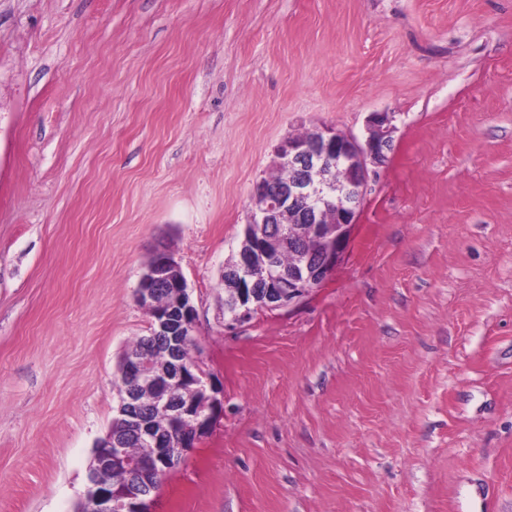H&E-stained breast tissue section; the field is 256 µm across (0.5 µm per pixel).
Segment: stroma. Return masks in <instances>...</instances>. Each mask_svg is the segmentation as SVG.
<instances>
[{"label": "stroma", "instance_id": "stroma-1", "mask_svg": "<svg viewBox=\"0 0 512 512\" xmlns=\"http://www.w3.org/2000/svg\"><path fill=\"white\" fill-rule=\"evenodd\" d=\"M373 112L341 265L225 326L275 148ZM161 249L224 414L154 512H512V0H0V512H74Z\"/></svg>", "mask_w": 512, "mask_h": 512}]
</instances>
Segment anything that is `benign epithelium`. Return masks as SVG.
Wrapping results in <instances>:
<instances>
[{
  "label": "benign epithelium",
  "mask_w": 512,
  "mask_h": 512,
  "mask_svg": "<svg viewBox=\"0 0 512 512\" xmlns=\"http://www.w3.org/2000/svg\"><path fill=\"white\" fill-rule=\"evenodd\" d=\"M394 121L390 112H372L361 138L323 127L303 138L289 137L278 146L275 166L294 170L295 178L275 190L263 179L252 187L253 209L245 239L235 259L224 265V314L231 321L243 322L259 309L289 305L319 287L341 264L371 191L374 167L383 164L392 149ZM329 159L344 166L343 181H336V172L327 167ZM304 201L309 202V210L299 218V225L284 233L258 228L274 214L293 215ZM308 234L311 238L296 266L286 273L275 271L281 249ZM160 286L172 289L171 300L162 305L156 300ZM136 297L151 315L150 334L142 346L125 353L121 376L154 387L153 405L167 415L169 426L162 430L142 414L133 389L119 392L117 413L136 432L142 455L137 459L128 455L122 432L106 434V444L87 475L92 489L90 512H153V493L173 454L169 436L177 435L181 448L194 447L211 432L221 406L208 391V377L197 360H180L184 341L193 336L196 313L187 282L169 253L156 255L155 263L141 276ZM161 339L166 356L174 362L168 369L159 367L153 357ZM110 468L129 472L135 479L106 492L101 474Z\"/></svg>",
  "instance_id": "benign-epithelium-1"
}]
</instances>
